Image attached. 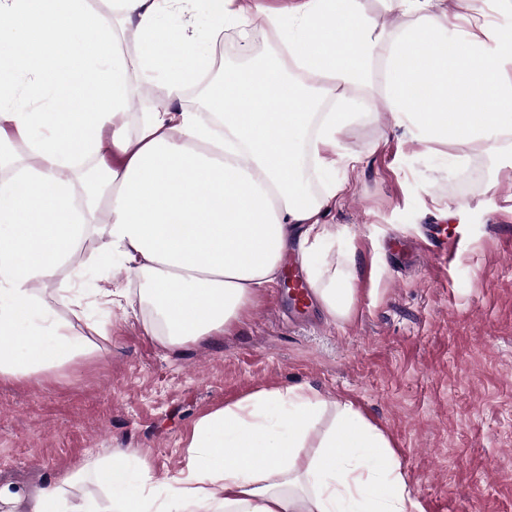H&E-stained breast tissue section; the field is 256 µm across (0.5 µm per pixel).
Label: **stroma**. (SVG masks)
Listing matches in <instances>:
<instances>
[{
  "label": "stroma",
  "mask_w": 512,
  "mask_h": 512,
  "mask_svg": "<svg viewBox=\"0 0 512 512\" xmlns=\"http://www.w3.org/2000/svg\"><path fill=\"white\" fill-rule=\"evenodd\" d=\"M237 37L224 33L209 80L278 55L270 29L252 31L245 55ZM353 110L338 150L359 162L329 217L342 238L325 253L331 265L354 255L350 316L331 319L315 301L297 312L286 288L271 287L231 333L171 352L142 316L96 305L90 287L125 273L93 269L105 239L88 232L56 280L80 291L92 323L74 319L54 288L43 296L93 351L0 380V485L34 493L116 448L137 452L161 483L186 470L200 418L304 385L352 401L390 437L415 512H512V168L476 146L405 135L379 99ZM439 202L461 217L438 219ZM434 223L457 238L455 257L432 250Z\"/></svg>",
  "instance_id": "35a3bbf8"
}]
</instances>
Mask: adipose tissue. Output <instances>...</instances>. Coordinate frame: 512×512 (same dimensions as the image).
Listing matches in <instances>:
<instances>
[{
	"label": "adipose tissue",
	"instance_id": "adipose-tissue-1",
	"mask_svg": "<svg viewBox=\"0 0 512 512\" xmlns=\"http://www.w3.org/2000/svg\"><path fill=\"white\" fill-rule=\"evenodd\" d=\"M193 0H0V147L24 143V181H0V379L62 367L92 349L55 318L40 290L84 233L98 228L101 270L128 284L95 288L100 304L142 305L147 331L177 351L229 332L260 289L277 281L296 248L313 293L332 319L348 318L354 261L319 260L339 232L327 217L346 192L336 146L353 119L351 92L379 94L414 138L505 152L512 136V30L484 23L486 9L512 17V0H469L458 30L446 0H383L413 17L378 32L362 0H202L206 28L185 14ZM131 30L135 54L119 48ZM273 30L281 49L260 71L225 68L209 85L216 138L202 113L181 104L212 65L220 32L248 39ZM168 103L131 124L130 75ZM94 180L76 197L74 177ZM315 172L324 187L312 189ZM330 423L316 426L322 417ZM190 462L162 488L130 449L91 475L111 489L112 512H412L408 483L388 436L348 401L303 386L260 390L198 420ZM61 476L37 495L0 485V512H100L95 499L67 507Z\"/></svg>",
	"mask_w": 512,
	"mask_h": 512
}]
</instances>
